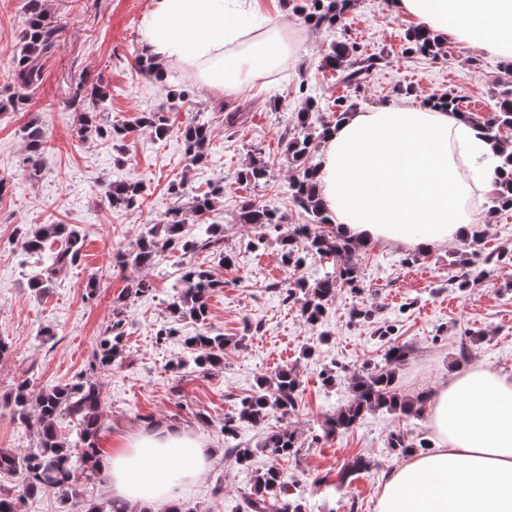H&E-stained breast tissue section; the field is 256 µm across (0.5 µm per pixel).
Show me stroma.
<instances>
[{
  "label": "stroma",
  "mask_w": 512,
  "mask_h": 512,
  "mask_svg": "<svg viewBox=\"0 0 512 512\" xmlns=\"http://www.w3.org/2000/svg\"><path fill=\"white\" fill-rule=\"evenodd\" d=\"M259 4L264 14H281L299 52L287 58L281 77H262L252 90L228 94L200 83L178 64L168 67L162 83L139 72L135 58L143 48L141 21L152 0H48L61 28L60 43L45 62L43 82L32 92L28 111L0 114V178L8 181L0 192V341L8 345L0 355V399L24 378L39 389L87 373L112 317L113 300L140 274L152 291L129 298L123 349L104 376L102 452L121 448L144 432L147 423L175 425L193 432L211 450L204 475L181 497L202 512H234L238 489L249 483L253 469L273 463L310 512H375L384 478L399 462L387 448L389 435L428 437L425 417L370 413L353 430L331 437L324 434V422L351 399V372L383 364L396 344L411 350L396 368L398 389L410 398L436 392L478 363L512 374V266L498 259L501 251L512 250V210H492L487 197L477 198L490 221L475 228L478 242L471 246L451 240L417 255L381 241L369 244L354 258L359 289H337L315 326L304 320L299 305L283 302L276 286L313 279L331 270V261L310 258L299 270L285 268L275 233L239 223L238 214L251 201L277 208L289 224L307 221L289 198L294 170L282 141L301 133L296 119L303 106L301 84L313 87L322 100L323 111L312 118L317 125L335 122L331 104L337 97L358 111L421 104L446 93L459 99L461 109L475 107L482 120L490 117L497 101L512 95V70L495 56L460 44L444 45L430 56L406 53L404 34L415 22L400 15L393 0H354L345 26L331 31L307 27L284 0ZM23 19L24 0H0V97L14 91L10 55ZM335 41L356 45L358 56L380 57V65L359 88L338 84L336 73L320 69L324 52ZM82 73L105 85L107 120L132 126L121 146L78 139L79 114L70 100L74 80ZM169 85L191 87V102L167 100ZM239 105L244 118L238 126L226 127V110ZM159 108L170 123L162 140L135 126L140 113ZM198 111L206 113L213 137L205 162L192 166L180 131ZM33 119L47 140L35 178L22 164L23 128ZM254 152L267 160L269 180L238 182L237 172ZM219 179L223 199L212 213L190 218L184 234L197 236L205 223L223 225L224 250L233 254V263L173 251L140 273L121 265L119 253L131 250L145 225L163 222L175 206L189 207L193 197ZM116 181L145 185L139 209L108 203L103 187ZM173 181L184 182L186 196L169 193ZM28 224H67L83 238L79 262L60 270L41 293L29 286L38 269L36 259L19 254V230ZM466 261L483 270L484 278L462 289L455 277ZM189 263L224 282L208 296L209 325L232 343L224 350L223 365L208 375L191 366L176 367L189 355L184 337L199 330L189 319L172 322L168 311L174 286ZM92 278L97 290L91 295L87 284ZM356 309L368 310L369 318H353ZM170 323L176 324L177 335L157 340L158 329ZM44 327L51 328L50 339L40 337ZM330 367L337 370L331 386L322 375ZM283 368L295 369L302 380L300 405L287 418L300 450L279 461L260 452L252 469L240 468L226 454L215 425L237 412L257 378ZM203 413L211 424L200 421ZM358 456L371 458L372 467L339 484L340 469Z\"/></svg>",
  "instance_id": "stroma-1"
}]
</instances>
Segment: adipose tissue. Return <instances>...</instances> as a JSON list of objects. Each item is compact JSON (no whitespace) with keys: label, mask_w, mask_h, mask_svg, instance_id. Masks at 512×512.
I'll return each mask as SVG.
<instances>
[{"label":"adipose tissue","mask_w":512,"mask_h":512,"mask_svg":"<svg viewBox=\"0 0 512 512\" xmlns=\"http://www.w3.org/2000/svg\"><path fill=\"white\" fill-rule=\"evenodd\" d=\"M258 0H153L140 30L157 60L180 62L230 93L296 45L278 22L249 35L241 21ZM437 42L512 61V0H394ZM317 193L344 235L424 253L477 224L467 202L503 178L481 128L450 110L407 104L351 112L321 147ZM430 446L386 477L376 512H512V375L475 365L423 408ZM209 452L182 428L160 427L106 455L98 467L128 505L175 502L204 474Z\"/></svg>","instance_id":"obj_1"}]
</instances>
